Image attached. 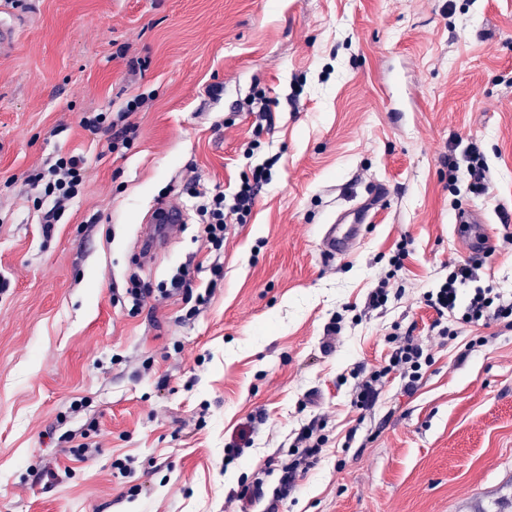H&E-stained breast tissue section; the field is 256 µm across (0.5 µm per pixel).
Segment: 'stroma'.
<instances>
[{"label": "stroma", "mask_w": 512, "mask_h": 512, "mask_svg": "<svg viewBox=\"0 0 512 512\" xmlns=\"http://www.w3.org/2000/svg\"><path fill=\"white\" fill-rule=\"evenodd\" d=\"M0 5L19 25L0 57V512H240L258 478L260 512H512V328L443 339L422 302L469 258L466 209L495 229L478 286L512 294V0ZM138 95L129 148L82 126ZM72 153L87 178L47 236L28 178ZM268 159L212 246L194 190L232 195ZM162 204L186 221L145 263ZM362 206L352 254L322 258V226ZM403 239L401 296L365 311ZM184 273L212 291L192 317L160 295ZM133 277L152 290L134 314L112 302ZM397 323L431 362L413 394L393 371L355 410L354 374L386 365ZM316 416L323 451L276 500L267 466ZM84 440L97 451L71 455ZM128 456L133 477L113 476ZM468 163V172L472 178L471 189L474 192L485 193L488 190L486 183L487 165L477 144L472 143L465 154Z\"/></svg>", "instance_id": "35a3bbf8"}]
</instances>
